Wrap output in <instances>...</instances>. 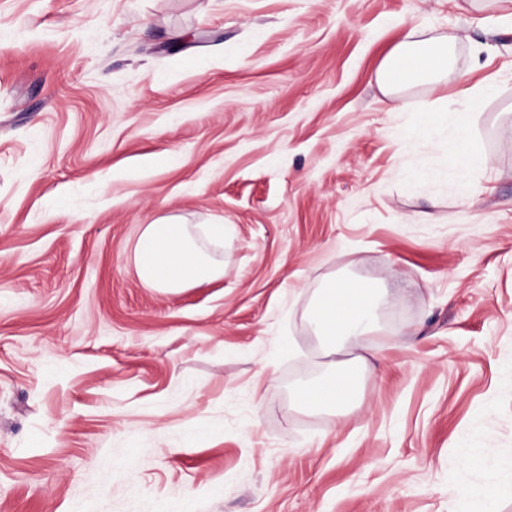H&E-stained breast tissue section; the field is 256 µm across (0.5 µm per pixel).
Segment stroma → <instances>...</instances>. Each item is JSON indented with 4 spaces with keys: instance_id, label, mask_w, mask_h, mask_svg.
Wrapping results in <instances>:
<instances>
[{
    "instance_id": "stroma-1",
    "label": "stroma",
    "mask_w": 512,
    "mask_h": 512,
    "mask_svg": "<svg viewBox=\"0 0 512 512\" xmlns=\"http://www.w3.org/2000/svg\"><path fill=\"white\" fill-rule=\"evenodd\" d=\"M456 38L390 112L409 28ZM454 124L418 115L464 101ZM230 228L222 279L140 282L141 225ZM391 288L379 374L296 409L306 321ZM475 447L495 474L464 467ZM512 484V0H0V512H484ZM414 36L415 29L409 30L376 72L377 83L390 98L391 111L399 109L398 93L404 85L411 81L439 82L448 77L455 66L454 37H444L436 44L421 49L418 42L413 40ZM412 62L416 66L409 68ZM468 108L462 109H438L435 111L423 112L418 119V129L420 132H429L432 128L441 122H452L458 129V137L452 146V156L456 161L465 160L471 153L472 142L467 134L468 117L470 112Z\"/></svg>"
}]
</instances>
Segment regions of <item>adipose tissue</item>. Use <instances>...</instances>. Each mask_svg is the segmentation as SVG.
Listing matches in <instances>:
<instances>
[{
	"mask_svg": "<svg viewBox=\"0 0 512 512\" xmlns=\"http://www.w3.org/2000/svg\"><path fill=\"white\" fill-rule=\"evenodd\" d=\"M455 46V38L447 36L423 49L412 34H405L383 60L376 81L393 101L409 82H439L455 66ZM468 117L463 108L428 111L421 113L418 129L427 132L441 122L454 123L458 137L452 155L462 161L472 150ZM226 233L223 224H205L197 232L174 221L142 225L133 256L139 280L157 291L176 293L222 278L224 266L211 255L208 245L223 241ZM391 301L389 289L374 288L362 280L335 278L319 289L309 306L308 321L314 335L337 360L321 378L300 388L301 409L335 416L355 401L371 374V365L367 356L352 353L351 348L360 338L381 331Z\"/></svg>",
	"mask_w": 512,
	"mask_h": 512,
	"instance_id": "adipose-tissue-1",
	"label": "adipose tissue"
}]
</instances>
